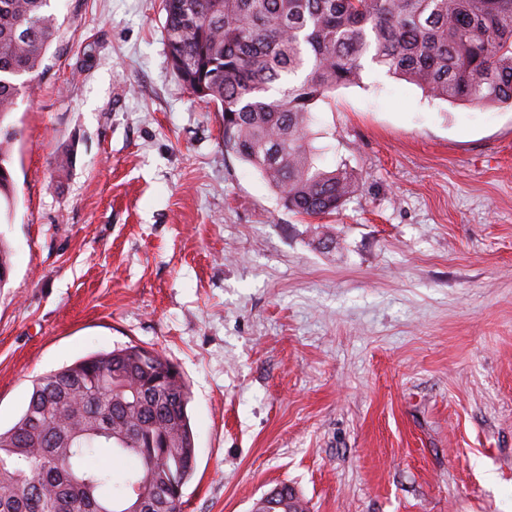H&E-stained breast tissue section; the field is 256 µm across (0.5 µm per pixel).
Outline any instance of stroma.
I'll return each instance as SVG.
<instances>
[{
    "instance_id": "obj_1",
    "label": "stroma",
    "mask_w": 512,
    "mask_h": 512,
    "mask_svg": "<svg viewBox=\"0 0 512 512\" xmlns=\"http://www.w3.org/2000/svg\"><path fill=\"white\" fill-rule=\"evenodd\" d=\"M9 120L0 428L36 376L125 345L189 383L184 512H512V108L369 66L314 110L355 186L284 209L172 71L161 0H51ZM259 510L262 512H310L308 503L291 486H288L285 493H278L271 497Z\"/></svg>"
}]
</instances>
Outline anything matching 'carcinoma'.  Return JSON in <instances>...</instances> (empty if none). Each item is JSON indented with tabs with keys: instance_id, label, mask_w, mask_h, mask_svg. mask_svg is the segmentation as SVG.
<instances>
[{
	"instance_id": "1",
	"label": "carcinoma",
	"mask_w": 512,
	"mask_h": 512,
	"mask_svg": "<svg viewBox=\"0 0 512 512\" xmlns=\"http://www.w3.org/2000/svg\"><path fill=\"white\" fill-rule=\"evenodd\" d=\"M50 0H0V201L14 196L18 130L4 121L32 89L56 37ZM177 78L217 105L224 149L260 173L288 211H338L353 192L345 167L321 166L313 110L365 66L456 105L512 107V0H162ZM189 385L155 349L117 347L33 381L25 411L0 430V512H181L196 464ZM123 462L91 465L98 452ZM261 512H310L293 487Z\"/></svg>"
}]
</instances>
